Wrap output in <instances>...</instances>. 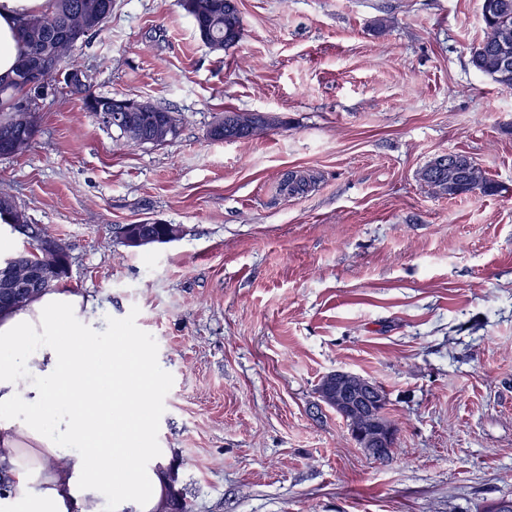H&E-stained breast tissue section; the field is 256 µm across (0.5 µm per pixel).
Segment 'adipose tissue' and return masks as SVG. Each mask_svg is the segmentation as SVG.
Wrapping results in <instances>:
<instances>
[{
	"mask_svg": "<svg viewBox=\"0 0 512 512\" xmlns=\"http://www.w3.org/2000/svg\"><path fill=\"white\" fill-rule=\"evenodd\" d=\"M48 5L0 0V79L14 74L21 22ZM94 323L91 300L67 288L0 313V467L15 487L0 512H157L169 495V461L143 439L148 408L121 397L142 386L144 358L93 345ZM59 389L71 408L55 405Z\"/></svg>",
	"mask_w": 512,
	"mask_h": 512,
	"instance_id": "1",
	"label": "adipose tissue"
}]
</instances>
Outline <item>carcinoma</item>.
Returning <instances> with one entry per match:
<instances>
[{"instance_id":"1","label":"carcinoma","mask_w":512,"mask_h":512,"mask_svg":"<svg viewBox=\"0 0 512 512\" xmlns=\"http://www.w3.org/2000/svg\"><path fill=\"white\" fill-rule=\"evenodd\" d=\"M47 11L26 18L20 28L19 62L13 78L0 81V151L14 147L17 156L32 147L39 131L38 100L43 87L31 76L39 68L42 50L50 48L63 59L74 62V51L89 38L105 30L111 15L100 11L92 17L90 11L94 3L112 4V0H49ZM183 7L193 20L198 39L212 51H224L235 46L232 39L224 37V29L234 26L243 29L239 11L233 16H224V0H182ZM482 21L484 38L470 51L469 64L479 74L491 78L495 83L512 89V0H482ZM84 108L97 111L98 106L106 105L109 97L95 93L88 77H83ZM18 100L27 102L31 109V120L23 123V113L12 108ZM135 116L143 130L144 139L162 145L164 141L153 140L152 130L158 125L170 129L169 139L179 135V121L173 112L161 108L159 112H137ZM236 124L224 128L220 141H239L250 138L256 130L246 127L253 122L255 114L237 112ZM431 164L421 171V180L438 196L450 198L468 195H493L498 185L489 179L472 157L457 153L455 162L435 173L430 172ZM313 177L302 171H289L282 179L281 187L290 195L302 194L308 190ZM9 215L5 224L11 230L23 235L26 243L33 244L44 236L38 225L28 223L25 213L17 207L13 198L0 193V214ZM26 257L37 272L30 283L29 291L36 297L49 288H56L62 282L58 274H48L41 269L40 261L29 251L9 255L0 260V268L9 266L13 260Z\"/></svg>"}]
</instances>
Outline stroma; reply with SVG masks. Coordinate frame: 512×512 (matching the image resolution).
<instances>
[{"label":"stroma","mask_w":512,"mask_h":512,"mask_svg":"<svg viewBox=\"0 0 512 512\" xmlns=\"http://www.w3.org/2000/svg\"><path fill=\"white\" fill-rule=\"evenodd\" d=\"M237 4L243 38L214 52L180 0H112L75 63L98 94L175 112L178 138L125 143L53 82L0 191L67 244L96 341L147 356V436L193 512L512 499V90L469 64L482 0ZM227 110L272 124L211 140ZM453 152L499 192L433 194L420 172ZM291 170L316 184L281 192ZM153 221L180 239L120 244ZM336 370L385 391L389 460L319 400Z\"/></svg>","instance_id":"35a3bbf8"}]
</instances>
